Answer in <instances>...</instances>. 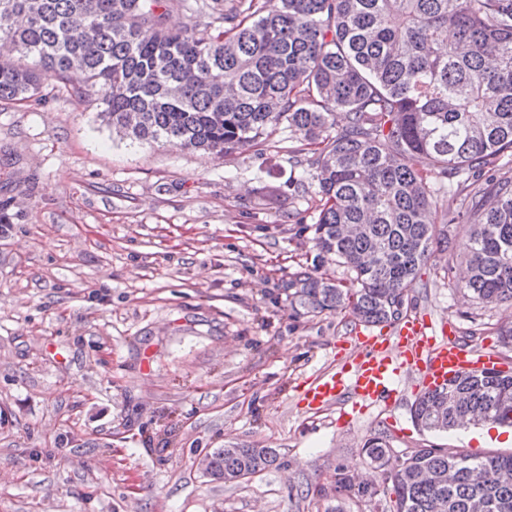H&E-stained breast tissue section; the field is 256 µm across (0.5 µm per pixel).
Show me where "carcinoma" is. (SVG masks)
Listing matches in <instances>:
<instances>
[{
  "label": "carcinoma",
  "instance_id": "cac0c4a2",
  "mask_svg": "<svg viewBox=\"0 0 512 512\" xmlns=\"http://www.w3.org/2000/svg\"><path fill=\"white\" fill-rule=\"evenodd\" d=\"M174 5L179 28L166 24ZM2 46L0 102L38 98L52 71L138 141L234 154L282 125L300 135L319 209L312 266L288 282L294 306L398 321L420 267L458 248L438 216L469 225L462 287L512 303V177L495 170L512 156V0H0ZM336 261L354 287L329 277ZM411 413L427 431L511 426L512 371L457 377ZM361 454L391 483L393 512H512V454L399 456L384 432ZM278 465L276 449L242 445L207 455L206 473L234 483ZM336 492L377 490L339 472Z\"/></svg>",
  "mask_w": 512,
  "mask_h": 512
}]
</instances>
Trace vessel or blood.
Listing matches in <instances>:
<instances>
[{"label": "vessel or blood", "instance_id": "vessel-or-blood-1", "mask_svg": "<svg viewBox=\"0 0 512 512\" xmlns=\"http://www.w3.org/2000/svg\"><path fill=\"white\" fill-rule=\"evenodd\" d=\"M356 343L359 351L344 369L307 381L303 402L308 408L320 410L340 401L392 404L399 379L413 372L422 388L431 390L462 374L512 369L494 350L478 351L439 333L425 315L402 318L376 332H358Z\"/></svg>", "mask_w": 512, "mask_h": 512}]
</instances>
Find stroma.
I'll list each match as a JSON object with an SVG mask.
<instances>
[{"mask_svg":"<svg viewBox=\"0 0 512 512\" xmlns=\"http://www.w3.org/2000/svg\"><path fill=\"white\" fill-rule=\"evenodd\" d=\"M41 94L0 103V512H389L391 485L360 455L375 433L400 453H512V427L416 426L413 375L389 408L299 402L358 325L290 307L318 199L289 187L288 128L220 158L123 138L54 74ZM461 274L433 255L408 314L512 365V305L481 303ZM240 444L280 466L231 484L201 469ZM340 469L376 495L337 493Z\"/></svg>","mask_w":512,"mask_h":512,"instance_id":"1","label":"stroma"}]
</instances>
